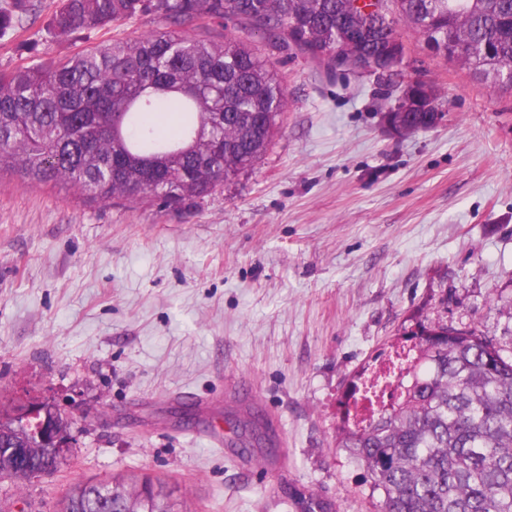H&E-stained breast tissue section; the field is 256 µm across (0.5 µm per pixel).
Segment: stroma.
Listing matches in <instances>:
<instances>
[{
  "instance_id": "obj_1",
  "label": "stroma",
  "mask_w": 512,
  "mask_h": 512,
  "mask_svg": "<svg viewBox=\"0 0 512 512\" xmlns=\"http://www.w3.org/2000/svg\"><path fill=\"white\" fill-rule=\"evenodd\" d=\"M58 5L29 0L0 71L158 26L60 39ZM387 8L405 80L437 89L429 130L388 134L387 85L258 37L288 110L205 198L91 204L0 174V398H51L73 443L53 475L0 479V512H58L77 480L144 472L197 512H372L335 446L354 376L420 319L512 345V90L433 56ZM185 402L197 427L174 418Z\"/></svg>"
}]
</instances>
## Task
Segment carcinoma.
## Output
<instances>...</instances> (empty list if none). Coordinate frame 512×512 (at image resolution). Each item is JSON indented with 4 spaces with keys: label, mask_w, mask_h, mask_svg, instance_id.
Wrapping results in <instances>:
<instances>
[{
    "label": "carcinoma",
    "mask_w": 512,
    "mask_h": 512,
    "mask_svg": "<svg viewBox=\"0 0 512 512\" xmlns=\"http://www.w3.org/2000/svg\"><path fill=\"white\" fill-rule=\"evenodd\" d=\"M412 31L437 54L512 89V0H395ZM150 15L163 26L57 61L0 72V172L62 184L88 203L152 198L180 210L253 166L280 130L288 105L257 33L302 56L334 49L353 26L364 40L346 64L380 60L397 36L386 16L357 0H60L59 37ZM200 21L224 24L221 43L197 37ZM412 103L409 131L430 126ZM177 115L170 133L149 123ZM414 357L398 394L370 407L366 424L342 422L336 447L364 470L376 512H512V347L474 329L416 322L404 333ZM0 477L35 478L44 447L0 401ZM166 482L150 474L71 485L60 512H178Z\"/></svg>",
    "instance_id": "carcinoma-1"
}]
</instances>
